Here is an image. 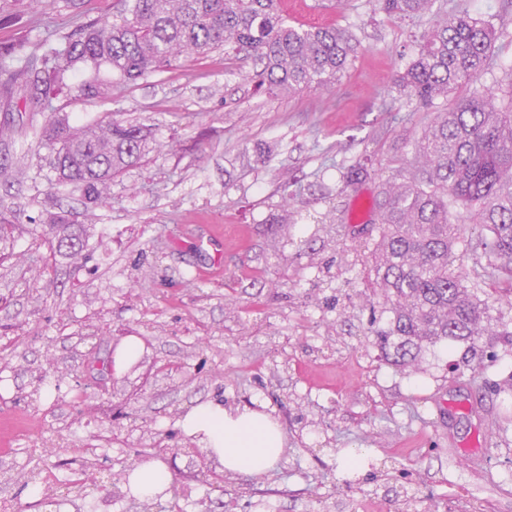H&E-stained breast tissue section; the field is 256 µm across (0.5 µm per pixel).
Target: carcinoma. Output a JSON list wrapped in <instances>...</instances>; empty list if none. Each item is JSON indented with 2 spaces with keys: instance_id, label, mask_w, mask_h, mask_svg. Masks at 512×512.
<instances>
[{
  "instance_id": "obj_1",
  "label": "carcinoma",
  "mask_w": 512,
  "mask_h": 512,
  "mask_svg": "<svg viewBox=\"0 0 512 512\" xmlns=\"http://www.w3.org/2000/svg\"><path fill=\"white\" fill-rule=\"evenodd\" d=\"M280 0H118L112 19H90L57 43L41 44L42 54L18 55L22 45L0 52V95L23 84L34 107H51L76 68L92 73L109 67L122 82L162 72L183 57L245 52L261 65L258 89L292 95L329 91L354 60L357 45L336 26L304 29L288 24ZM396 18H418L412 61L396 73V84L415 108H429L465 87L468 96L437 113L433 125L414 143L401 181L383 190L380 231L371 266L378 300L391 313L390 326L375 344L385 361L406 367L426 346L463 342L474 349L485 336H511L490 322L466 277L452 270L453 250L461 245L484 261L495 279L496 300L512 305V94L481 77L503 36L467 10L433 9L435 0H378ZM88 99L106 98L109 88L92 77L79 87ZM48 151L56 184L80 193L86 211L102 204L112 177L137 164L150 142L140 124L116 118L72 126L50 112L38 134ZM43 235L55 249L77 258L86 229L63 211L46 213ZM478 224L477 238L465 237Z\"/></svg>"
}]
</instances>
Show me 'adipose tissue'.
<instances>
[{"label": "adipose tissue", "instance_id": "obj_1", "mask_svg": "<svg viewBox=\"0 0 512 512\" xmlns=\"http://www.w3.org/2000/svg\"><path fill=\"white\" fill-rule=\"evenodd\" d=\"M179 425L228 473L271 470L278 464L286 444V435L271 414L248 407L228 408L217 400L194 406Z\"/></svg>", "mask_w": 512, "mask_h": 512}]
</instances>
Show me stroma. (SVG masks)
<instances>
[{"instance_id":"stroma-1","label":"stroma","mask_w":512,"mask_h":512,"mask_svg":"<svg viewBox=\"0 0 512 512\" xmlns=\"http://www.w3.org/2000/svg\"><path fill=\"white\" fill-rule=\"evenodd\" d=\"M463 4L504 32L483 80L512 67V0ZM114 0H0V45L38 51L48 28L107 19ZM289 21L339 25L357 57L332 92L288 97L255 91L248 58L216 51L133 83L108 70L111 99L86 100L87 75L72 71L53 106L71 124L118 116L151 129L143 161L112 180L89 228L82 261L41 237L46 210L84 221L78 194L49 181L33 130L46 116L30 91L0 97V205L12 232L0 237V502L11 512H132L130 498L68 493L80 461L128 471L145 448L173 474L160 500L184 512H512V342L483 338L481 372L466 344L426 349L418 366L382 360L372 343L389 315L369 302L367 273L383 186L399 180L414 142L438 110L404 105L394 75L413 59L415 25L376 0H281ZM366 164L358 184L347 170ZM301 204L283 207L284 192ZM184 224L224 228L220 274L200 276L213 256L193 250ZM142 352L119 360L127 338ZM220 399L267 405L287 449L265 474H228L217 488L178 426L194 406ZM455 402L469 413L450 411ZM478 440L485 460L467 467L457 445ZM362 448L352 473L341 455ZM52 468L57 494L42 504L32 477Z\"/></svg>"}]
</instances>
